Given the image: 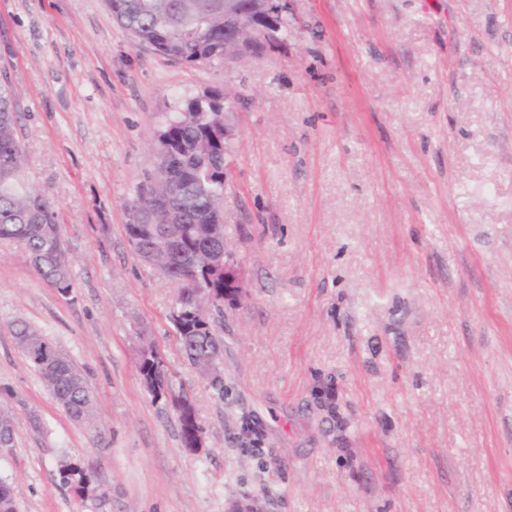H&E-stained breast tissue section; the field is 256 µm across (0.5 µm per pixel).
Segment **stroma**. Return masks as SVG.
Listing matches in <instances>:
<instances>
[{"instance_id":"stroma-1","label":"stroma","mask_w":512,"mask_h":512,"mask_svg":"<svg viewBox=\"0 0 512 512\" xmlns=\"http://www.w3.org/2000/svg\"><path fill=\"white\" fill-rule=\"evenodd\" d=\"M288 39L195 65L134 42L103 0H0L26 182L73 286L0 244V479L18 512H512V0H289ZM233 99L226 242L246 293L214 333L224 394L183 358L178 287L132 252L125 206L162 113ZM84 378L70 420L13 335ZM151 339L203 445L139 373ZM248 420L261 434L245 447ZM75 459L105 502L59 486Z\"/></svg>"}]
</instances>
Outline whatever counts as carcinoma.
Wrapping results in <instances>:
<instances>
[{
  "mask_svg": "<svg viewBox=\"0 0 512 512\" xmlns=\"http://www.w3.org/2000/svg\"><path fill=\"white\" fill-rule=\"evenodd\" d=\"M116 22L139 45L152 47L165 58L195 64L224 58V0H105ZM19 103L0 78V243H16L50 286L61 292L72 288L70 262L63 246L58 213L45 194L28 186L22 176L24 153L17 135ZM156 141L171 147L161 179L155 169L144 174L134 196L126 202L132 223L124 225L133 253L163 261L168 278L178 284L177 307L171 314L183 357L203 371L216 370L223 342L213 332V319L197 314L191 302L196 288L213 296V311L224 316V304L233 305L241 294L228 293L224 278L208 261L224 259V240L211 225L224 220V169L232 162V149L224 146V96L205 92L174 112L162 114ZM166 198L165 223L148 224L140 210L147 197ZM15 336L29 365L44 379L50 393L72 420L89 424L93 396L87 383L75 377L54 352L51 364L39 351L54 345L29 325L19 322ZM139 371L154 400H165L177 414L183 447L197 448L201 431L196 409L187 394L172 392L170 372L151 344L142 346ZM59 482L82 491L84 475L66 459L58 469ZM0 512H17L11 484L0 479Z\"/></svg>",
  "mask_w": 512,
  "mask_h": 512,
  "instance_id": "1",
  "label": "carcinoma"
}]
</instances>
